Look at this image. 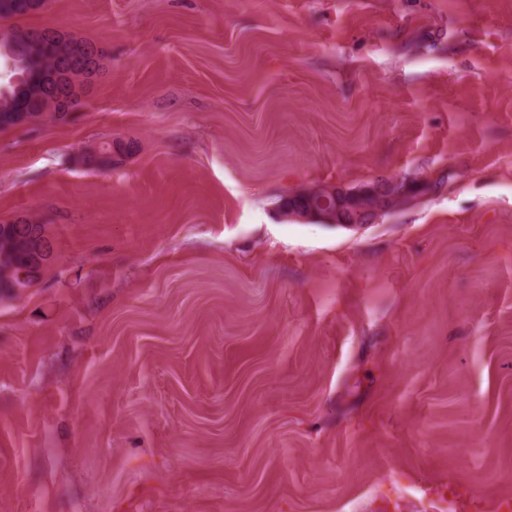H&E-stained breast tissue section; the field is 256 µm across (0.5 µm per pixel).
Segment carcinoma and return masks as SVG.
<instances>
[{
    "label": "carcinoma",
    "mask_w": 512,
    "mask_h": 512,
    "mask_svg": "<svg viewBox=\"0 0 512 512\" xmlns=\"http://www.w3.org/2000/svg\"><path fill=\"white\" fill-rule=\"evenodd\" d=\"M27 14L22 0H0V19ZM34 31L33 27L17 26L0 38V59L12 58L15 74L20 76L14 84L0 83V131L18 126L24 113L45 122L59 120V99L75 93L93 72L86 61L73 56L76 47L89 41L65 34L34 46L29 43ZM35 230L47 234L46 225L32 217L26 229L12 221L0 223V298L15 297L41 279V270L25 282L19 279L30 258L31 232Z\"/></svg>",
    "instance_id": "carcinoma-1"
}]
</instances>
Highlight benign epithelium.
Listing matches in <instances>:
<instances>
[{
	"label": "benign epithelium",
	"instance_id": "obj_1",
	"mask_svg": "<svg viewBox=\"0 0 512 512\" xmlns=\"http://www.w3.org/2000/svg\"><path fill=\"white\" fill-rule=\"evenodd\" d=\"M428 188L421 179L411 186L399 178H383L354 189L336 185L308 187L302 191L307 205H295L294 194L281 200L283 216L312 220L321 224L357 227L374 223L379 218L420 203L421 190Z\"/></svg>",
	"mask_w": 512,
	"mask_h": 512
}]
</instances>
